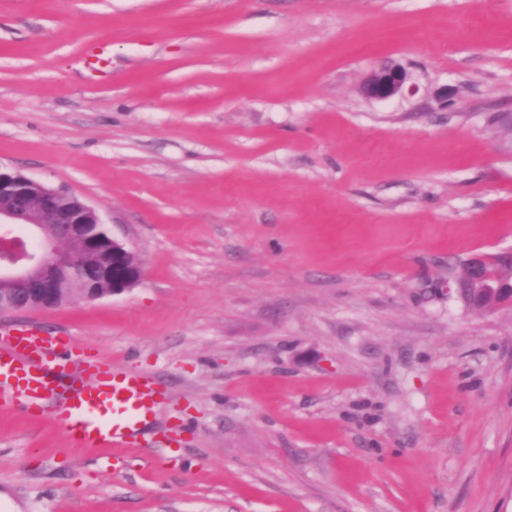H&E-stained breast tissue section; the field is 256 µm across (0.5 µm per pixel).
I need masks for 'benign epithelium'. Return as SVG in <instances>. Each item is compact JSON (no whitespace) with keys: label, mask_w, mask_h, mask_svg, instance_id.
I'll return each mask as SVG.
<instances>
[{"label":"benign epithelium","mask_w":512,"mask_h":512,"mask_svg":"<svg viewBox=\"0 0 512 512\" xmlns=\"http://www.w3.org/2000/svg\"><path fill=\"white\" fill-rule=\"evenodd\" d=\"M407 82L402 67H381L365 78L361 92L390 101L404 93ZM18 225L27 237L12 235ZM142 275L135 251L112 237L93 206L0 168V311L53 309L75 299L121 294ZM468 279L483 299L497 306L512 302V280L485 273L481 262L468 267Z\"/></svg>","instance_id":"benign-epithelium-1"}]
</instances>
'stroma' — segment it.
Listing matches in <instances>:
<instances>
[{
  "label": "stroma",
  "mask_w": 512,
  "mask_h": 512,
  "mask_svg": "<svg viewBox=\"0 0 512 512\" xmlns=\"http://www.w3.org/2000/svg\"><path fill=\"white\" fill-rule=\"evenodd\" d=\"M0 166L144 269L0 322L164 393L123 448L0 409V512H512V304L452 291L512 253V0H0ZM407 72L400 66H386L373 70L361 85L362 94L377 101H390L404 93Z\"/></svg>",
  "instance_id": "1"
}]
</instances>
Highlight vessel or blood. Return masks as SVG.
Here are the masks:
<instances>
[{
    "label": "vessel or blood",
    "mask_w": 512,
    "mask_h": 512,
    "mask_svg": "<svg viewBox=\"0 0 512 512\" xmlns=\"http://www.w3.org/2000/svg\"><path fill=\"white\" fill-rule=\"evenodd\" d=\"M68 356L59 334L0 324V405L27 416L54 414L79 448L132 443L159 405L153 378L96 363L89 379L67 383Z\"/></svg>",
    "instance_id": "b4317fda"
}]
</instances>
